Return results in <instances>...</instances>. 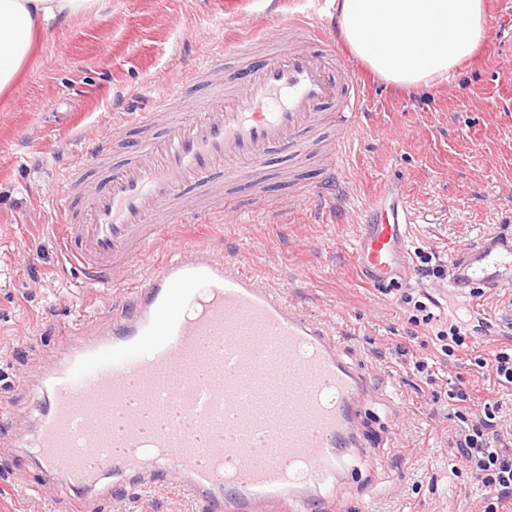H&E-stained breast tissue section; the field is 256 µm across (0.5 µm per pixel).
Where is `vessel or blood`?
<instances>
[{
  "instance_id": "vessel-or-blood-1",
  "label": "vessel or blood",
  "mask_w": 512,
  "mask_h": 512,
  "mask_svg": "<svg viewBox=\"0 0 512 512\" xmlns=\"http://www.w3.org/2000/svg\"><path fill=\"white\" fill-rule=\"evenodd\" d=\"M185 81L201 89L192 112H176V92L157 94L152 111L133 115L144 134L122 163L97 145L100 185H89L84 160L66 168L57 199L65 261L87 286L117 292L106 316L87 317L56 346L41 381H23L38 413L24 456L59 476L74 512L111 496L116 474L140 489L168 485L197 512H324L347 458L365 453L357 421L376 396L334 327L201 239L171 247L140 285L125 287L120 271L178 225L218 210L246 215L233 197L209 200L242 166L316 149L330 109L324 180L295 201L335 215L365 80L323 28L293 15L280 33L259 28L207 53ZM388 196L375 199L354 254L366 280L386 288L411 222ZM449 275L454 297L465 287L512 293V236L465 249ZM284 373L295 380L286 394ZM104 397L112 412L103 422L90 410Z\"/></svg>"
}]
</instances>
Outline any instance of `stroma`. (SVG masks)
<instances>
[{"instance_id": "obj_1", "label": "stroma", "mask_w": 512, "mask_h": 512, "mask_svg": "<svg viewBox=\"0 0 512 512\" xmlns=\"http://www.w3.org/2000/svg\"><path fill=\"white\" fill-rule=\"evenodd\" d=\"M315 10V0H110L101 15L51 30L39 43L12 97L0 98V512H65L52 482L18 450L37 417L19 378H38L48 351L87 315L106 313L114 290L83 288L61 258L53 193L74 157L92 160L101 134L133 136L134 113L149 111L153 84L179 81L205 49L226 34L244 38L274 14ZM476 61L443 90H400L370 77L363 125L348 157L346 196L337 220L308 210L291 223L186 224L178 238H205L286 290L312 317L341 334L347 358L378 392L359 427L370 461L351 460L341 487L347 512H482V491L451 472L448 438L456 425L448 402L423 397L396 345L419 351L421 340L400 302L403 294L438 296L420 283L414 249L451 260L482 239L512 234V15L489 16ZM329 156L264 182L239 174V203L267 209L288 203L297 184L319 185ZM392 187L413 222L408 274L391 288L367 282L353 261L366 210ZM480 327L449 379L500 400L501 431L512 433V396L497 397L477 374L487 355ZM91 512H195L167 489L142 493L116 485Z\"/></svg>"}]
</instances>
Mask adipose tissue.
<instances>
[{
  "label": "adipose tissue",
  "mask_w": 512,
  "mask_h": 512,
  "mask_svg": "<svg viewBox=\"0 0 512 512\" xmlns=\"http://www.w3.org/2000/svg\"><path fill=\"white\" fill-rule=\"evenodd\" d=\"M105 0H0V93L10 90L37 36L99 16ZM350 54L407 91L448 85L488 36L483 0H336Z\"/></svg>",
  "instance_id": "ef3b65f1"
}]
</instances>
